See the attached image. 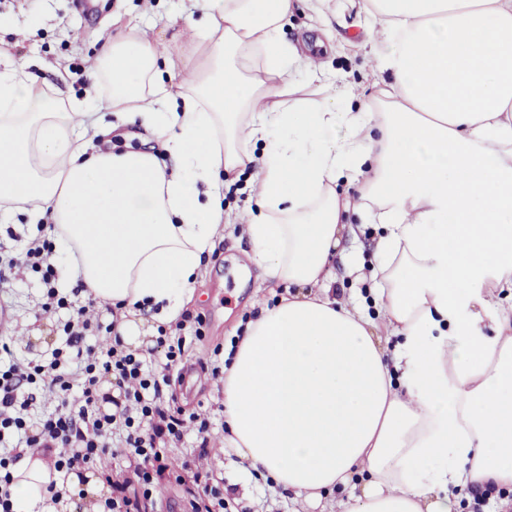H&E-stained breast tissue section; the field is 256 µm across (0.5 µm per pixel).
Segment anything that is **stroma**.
<instances>
[{"instance_id": "1", "label": "stroma", "mask_w": 512, "mask_h": 512, "mask_svg": "<svg viewBox=\"0 0 512 512\" xmlns=\"http://www.w3.org/2000/svg\"><path fill=\"white\" fill-rule=\"evenodd\" d=\"M337 10L317 14L298 5L285 21L280 36L304 53L316 52L324 63V79L343 89L350 83L370 87L374 81L373 33L368 24H355L353 0H334ZM95 12L84 13L78 0H0V41L9 44L11 60L26 66L50 92L63 99L84 98L89 84L86 74L101 50L100 32L112 21L165 43L172 56L193 55L194 46L183 37L189 23L198 21L195 0H95ZM253 172L243 171L224 186L227 224L223 239L206 255L197 279L198 300L187 303L188 311L206 318L205 337L193 345L182 366L170 372L171 390L185 412L207 416L210 428L206 450H198L194 424H187L182 444L167 449L175 461L194 457L200 470L213 472L224 482L227 512H343L348 491L337 488L320 508L292 499L270 480L247 472L233 449L224 445V382L209 369L201 371L192 391L182 388L183 366L215 363L227 353L261 306L274 305L287 294V285L261 283L256 268H243L241 258L249 242L240 221L254 205ZM384 230L350 215L332 264V294L350 302L372 299V281L351 274L349 263L372 265ZM46 290L39 274L22 268L0 283V341L18 356L41 362L62 341L65 309L43 310ZM40 329L33 339L32 329Z\"/></svg>"}]
</instances>
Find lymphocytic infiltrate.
<instances>
[{
  "label": "lymphocytic infiltrate",
  "instance_id": "1",
  "mask_svg": "<svg viewBox=\"0 0 512 512\" xmlns=\"http://www.w3.org/2000/svg\"><path fill=\"white\" fill-rule=\"evenodd\" d=\"M51 240L39 237L28 241L7 267L23 263L40 273L46 296L57 307L69 306L54 286L57 273L48 258ZM202 315L184 313L172 336H159L151 358L162 359L165 370L156 373L148 359L124 350L113 338L108 325L93 326L86 307L74 309L63 327L62 348L52 353L48 364L14 355L9 345L0 346V512H13L7 491L10 467L20 448H33L55 455L60 474L110 455L125 462L126 476L112 482V495L103 512H142L156 485L171 480L177 472L193 478L192 512H212L209 503L219 492L209 475L194 470L190 462L174 466L165 454L178 445L186 420L181 409L172 406L167 394L169 369L181 361L188 339H202ZM110 378L118 390L112 413H102L98 385ZM44 389L58 400L54 409H35V389Z\"/></svg>",
  "mask_w": 512,
  "mask_h": 512
}]
</instances>
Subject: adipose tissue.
I'll list each match as a JSON object with an SVG mask.
<instances>
[{"label":"adipose tissue","instance_id":"1","mask_svg":"<svg viewBox=\"0 0 512 512\" xmlns=\"http://www.w3.org/2000/svg\"><path fill=\"white\" fill-rule=\"evenodd\" d=\"M202 63L118 31L85 99L0 70V209L49 217L64 273L119 314L175 322L224 222V183L255 170L249 261L315 288L249 323L224 366L225 445L311 506L337 486L347 512H457L455 487L512 486V0H361L380 96L301 97L317 67L280 37L296 0H197ZM182 71L169 84L164 71ZM148 130L112 151L120 119ZM349 134L332 135L337 124ZM262 156H255L257 144ZM356 184L353 197L340 182ZM386 228L372 267L373 321L332 298L328 262L349 212ZM399 337L387 357L384 336ZM16 512H98L105 487L52 475L26 450Z\"/></svg>","mask_w":512,"mask_h":512}]
</instances>
